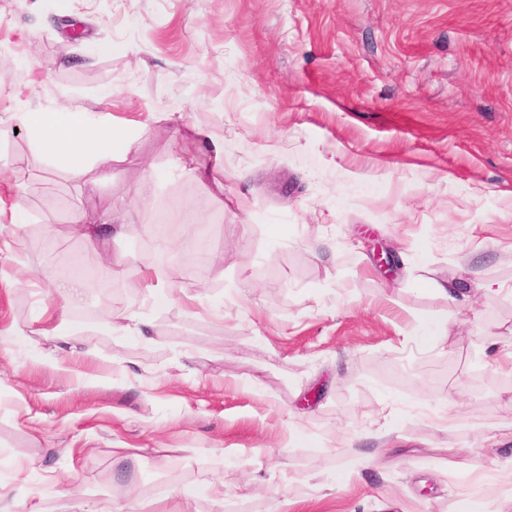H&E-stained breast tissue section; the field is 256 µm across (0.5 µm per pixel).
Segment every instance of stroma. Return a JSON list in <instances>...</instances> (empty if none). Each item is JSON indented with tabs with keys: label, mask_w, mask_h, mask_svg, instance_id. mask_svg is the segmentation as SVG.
<instances>
[{
	"label": "stroma",
	"mask_w": 512,
	"mask_h": 512,
	"mask_svg": "<svg viewBox=\"0 0 512 512\" xmlns=\"http://www.w3.org/2000/svg\"><path fill=\"white\" fill-rule=\"evenodd\" d=\"M106 93L139 137L108 173L32 163L23 128L0 142V512H512V296L427 287L512 284V0H0V117ZM172 112L223 131V191L173 170L208 148ZM121 204L136 223L90 255L72 210ZM186 205L201 259L154 230ZM62 252L136 281L32 335ZM155 254L163 307L138 279ZM119 311L147 341L111 329ZM430 289L440 297L448 300L450 304H463L468 299L466 293L462 292L460 282L453 280H429Z\"/></svg>",
	"instance_id": "obj_1"
}]
</instances>
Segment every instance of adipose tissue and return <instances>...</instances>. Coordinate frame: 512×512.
Masks as SVG:
<instances>
[{"mask_svg": "<svg viewBox=\"0 0 512 512\" xmlns=\"http://www.w3.org/2000/svg\"><path fill=\"white\" fill-rule=\"evenodd\" d=\"M14 118L25 127L36 142L32 162L40 163L54 158L62 163L68 176L81 180L90 164L108 168L115 154H129L137 148L134 133L115 137L112 116L109 112L91 113L77 107L57 109L51 112L41 108H25ZM177 135L189 137L208 145L213 163L200 167L195 160H178L177 165L193 176L201 185L220 186L224 171V138L208 126L177 119Z\"/></svg>", "mask_w": 512, "mask_h": 512, "instance_id": "1", "label": "adipose tissue"}]
</instances>
